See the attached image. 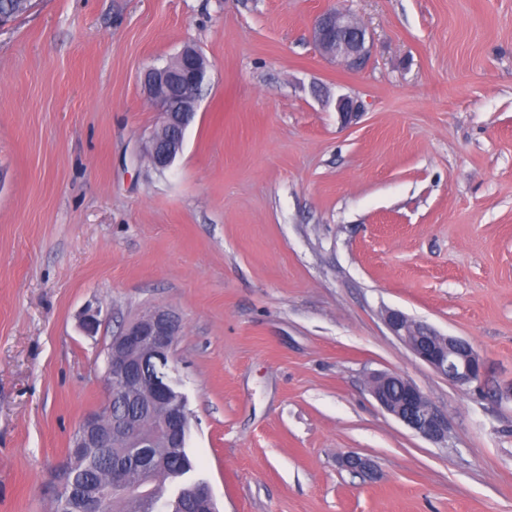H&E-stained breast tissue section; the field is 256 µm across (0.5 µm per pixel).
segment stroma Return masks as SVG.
I'll return each instance as SVG.
<instances>
[{
  "instance_id": "obj_1",
  "label": "stroma",
  "mask_w": 512,
  "mask_h": 512,
  "mask_svg": "<svg viewBox=\"0 0 512 512\" xmlns=\"http://www.w3.org/2000/svg\"><path fill=\"white\" fill-rule=\"evenodd\" d=\"M336 2L372 34L362 71L310 40ZM189 45L208 82L159 172L142 76ZM155 308L218 512H512V0H36L0 26V512H51L113 336ZM389 309L471 343L481 381ZM363 110L362 103L351 96L341 95L336 99V112L344 125L356 121L362 115ZM385 322L393 336L417 358L458 386H468L482 373V361L466 340L437 332L398 310H389ZM370 392L387 413L422 437L434 442L448 438V416L435 408L404 377L388 373L373 374Z\"/></svg>"
}]
</instances>
